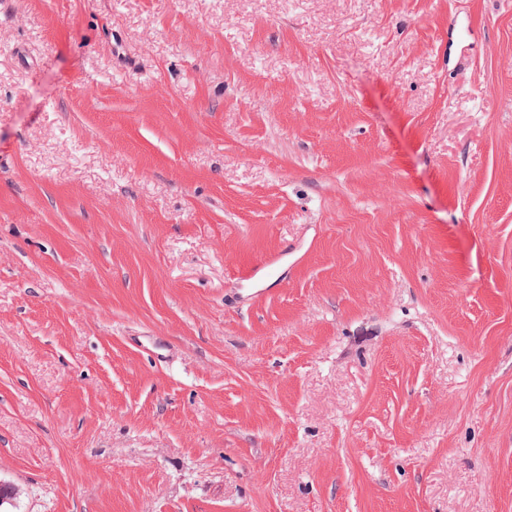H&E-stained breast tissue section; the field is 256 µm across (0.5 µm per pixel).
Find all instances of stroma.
Listing matches in <instances>:
<instances>
[{
    "label": "stroma",
    "instance_id": "35a3bbf8",
    "mask_svg": "<svg viewBox=\"0 0 512 512\" xmlns=\"http://www.w3.org/2000/svg\"><path fill=\"white\" fill-rule=\"evenodd\" d=\"M1 481L512 512V0H0Z\"/></svg>",
    "mask_w": 512,
    "mask_h": 512
}]
</instances>
